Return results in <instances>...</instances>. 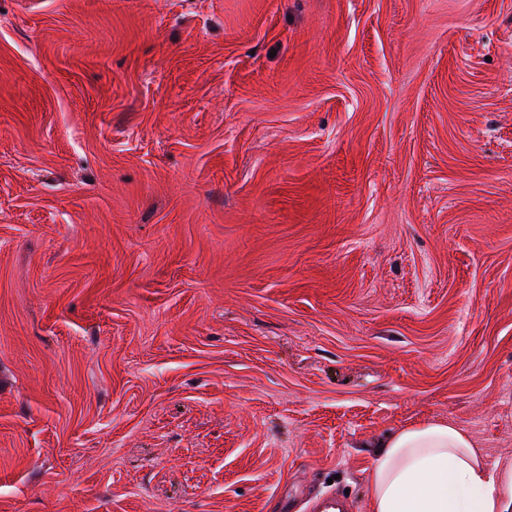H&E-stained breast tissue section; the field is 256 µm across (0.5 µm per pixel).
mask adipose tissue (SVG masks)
<instances>
[{
  "mask_svg": "<svg viewBox=\"0 0 512 512\" xmlns=\"http://www.w3.org/2000/svg\"><path fill=\"white\" fill-rule=\"evenodd\" d=\"M370 512H512V466L488 463L471 436L422 421L381 441Z\"/></svg>",
  "mask_w": 512,
  "mask_h": 512,
  "instance_id": "adipose-tissue-1",
  "label": "adipose tissue"
}]
</instances>
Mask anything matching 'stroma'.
<instances>
[{"mask_svg": "<svg viewBox=\"0 0 512 512\" xmlns=\"http://www.w3.org/2000/svg\"><path fill=\"white\" fill-rule=\"evenodd\" d=\"M512 464V0H0V512H369ZM377 448L370 512L512 511V466L488 463L450 423L421 421Z\"/></svg>", "mask_w": 512, "mask_h": 512, "instance_id": "35a3bbf8", "label": "stroma"}]
</instances>
